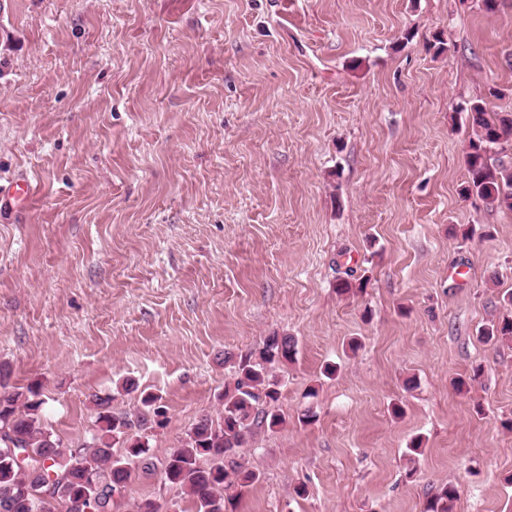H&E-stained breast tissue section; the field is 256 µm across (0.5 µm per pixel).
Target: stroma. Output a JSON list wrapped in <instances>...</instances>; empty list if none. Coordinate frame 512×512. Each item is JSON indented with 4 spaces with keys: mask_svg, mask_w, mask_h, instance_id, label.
Returning a JSON list of instances; mask_svg holds the SVG:
<instances>
[{
    "mask_svg": "<svg viewBox=\"0 0 512 512\" xmlns=\"http://www.w3.org/2000/svg\"><path fill=\"white\" fill-rule=\"evenodd\" d=\"M477 99L512 112V0H0V183L35 187L0 214L8 390L40 383L69 446L93 394L161 396L134 512L181 499L159 464L221 411L225 354L288 335L233 512H423L446 483L512 512V340L481 338L512 213L459 194Z\"/></svg>",
    "mask_w": 512,
    "mask_h": 512,
    "instance_id": "35a3bbf8",
    "label": "stroma"
}]
</instances>
